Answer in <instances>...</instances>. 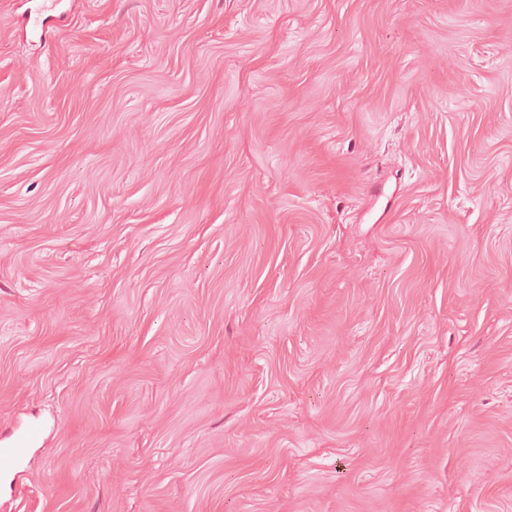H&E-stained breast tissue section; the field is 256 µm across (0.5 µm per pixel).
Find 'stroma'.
<instances>
[{
	"instance_id": "1",
	"label": "stroma",
	"mask_w": 512,
	"mask_h": 512,
	"mask_svg": "<svg viewBox=\"0 0 512 512\" xmlns=\"http://www.w3.org/2000/svg\"><path fill=\"white\" fill-rule=\"evenodd\" d=\"M0 0V512H512V0Z\"/></svg>"
}]
</instances>
